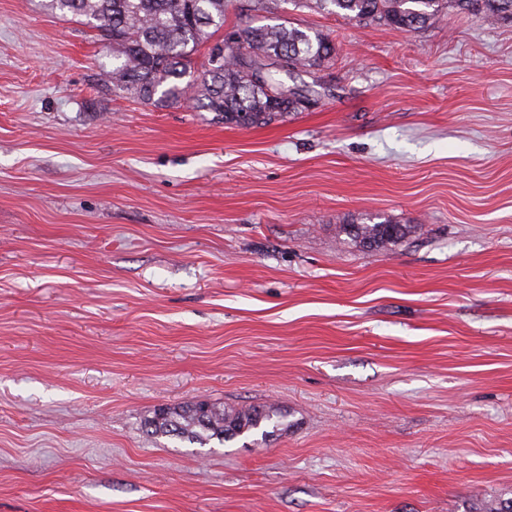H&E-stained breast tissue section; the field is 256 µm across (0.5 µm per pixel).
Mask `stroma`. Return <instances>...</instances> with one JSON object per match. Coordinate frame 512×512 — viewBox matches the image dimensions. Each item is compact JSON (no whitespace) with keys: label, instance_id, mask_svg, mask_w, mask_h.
<instances>
[{"label":"stroma","instance_id":"obj_1","mask_svg":"<svg viewBox=\"0 0 512 512\" xmlns=\"http://www.w3.org/2000/svg\"><path fill=\"white\" fill-rule=\"evenodd\" d=\"M334 40L316 103L224 125L100 80L0 0V512H478L512 498V20ZM414 225L392 251L359 218ZM272 405L261 444L155 409ZM412 226L392 224L390 220L373 222V219L361 224H340L338 235H344L343 243L360 249L389 251L402 238L409 234Z\"/></svg>","mask_w":512,"mask_h":512}]
</instances>
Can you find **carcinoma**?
I'll use <instances>...</instances> for the list:
<instances>
[{
    "instance_id": "obj_1",
    "label": "carcinoma",
    "mask_w": 512,
    "mask_h": 512,
    "mask_svg": "<svg viewBox=\"0 0 512 512\" xmlns=\"http://www.w3.org/2000/svg\"><path fill=\"white\" fill-rule=\"evenodd\" d=\"M312 2L332 13L369 24L415 31L436 24L446 10L477 12L498 21L512 18V0H292ZM51 12L84 17L112 41V69L100 80L112 91L131 94L155 106L180 101L182 80L201 86V107L226 125L266 126L306 108L318 92L301 79L333 61L336 44L328 36L282 24L233 29L211 41L209 28L224 27L226 0H43ZM224 47L220 65L206 62L199 75L193 56L201 47ZM292 84L285 85L281 76ZM412 226L371 219L339 225L343 242L360 249L389 251ZM274 406L218 408L208 402L161 407L145 422L150 437H171L204 446L260 434L266 442L283 430Z\"/></svg>"
}]
</instances>
